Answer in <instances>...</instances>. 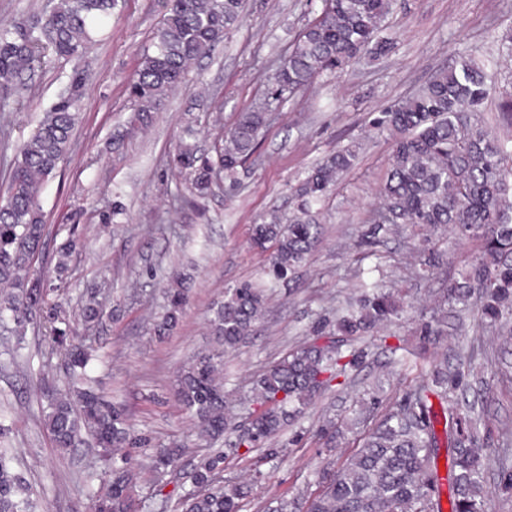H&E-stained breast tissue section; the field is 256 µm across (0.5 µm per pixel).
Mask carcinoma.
Wrapping results in <instances>:
<instances>
[{"mask_svg": "<svg viewBox=\"0 0 512 512\" xmlns=\"http://www.w3.org/2000/svg\"><path fill=\"white\" fill-rule=\"evenodd\" d=\"M245 0H165L162 26L152 38L133 77L126 83L134 102L129 124L147 127L169 92L186 81L191 61L206 55L225 35L246 22ZM115 0H52L50 11L31 14L0 31V105L26 86L46 53L77 60L97 28L112 15ZM390 0H320L309 20L288 46L270 77L268 102L242 114L216 142V160L198 153L187 141L170 164L189 176L193 193L208 195L217 175L236 183L238 167L254 155L260 132L274 120L281 103L308 88L319 76L388 53L393 40L382 35ZM498 69L493 61L460 59L454 69L436 75L416 96L390 106L371 125L393 136V153L381 206L369 221L366 236L379 242L400 225H444L459 237L479 243L468 268L448 284V298L466 303L474 293L481 314L496 323L512 318V152L495 131L477 119ZM88 85L86 71L72 70L64 90L45 110L38 127L17 147L7 196L0 200V321L13 322L18 335L28 325L49 320L52 345L63 352L67 381L48 383L44 424L58 448H72L82 434L94 439L109 456L127 448L145 447L126 409L88 385L89 347L71 341L62 304L49 299L44 279L34 267L47 236L39 197L45 183L66 159ZM355 158L340 149L314 166L294 189L292 215L273 213L251 228V246L269 253L270 275L292 280L320 240L314 206L327 196ZM187 298V281L176 275L167 292V306L156 322L159 336L174 332ZM266 297L250 282L224 292L212 308V334L221 349L201 352L178 373L174 396L201 432L224 439V447L194 464L184 495L185 512H241L250 486L224 478V459L266 448L273 436L302 414L317 394L339 377L357 369L367 356L362 348L345 346L353 336L391 320L399 306L379 285L365 295L359 310L336 325L313 324L308 339L253 381L255 408L244 426L229 415L219 378L224 354L250 335L262 319ZM103 308L89 294L81 308L87 323L98 321ZM469 363L450 372L437 365L411 386L380 423L362 438L357 450L325 476L315 496H281L267 512H442L440 443L446 442L449 512H486L485 473L488 455L480 444V417L463 414L453 394ZM440 402L442 413L431 398ZM443 424V434L436 426ZM185 453L174 442L157 449V465L169 467ZM504 491L512 490L508 459L494 460ZM94 495L97 512H134L137 483L125 457L112 460L100 474ZM27 481L12 458L0 451V512H37Z\"/></svg>", "mask_w": 512, "mask_h": 512, "instance_id": "obj_1", "label": "carcinoma"}]
</instances>
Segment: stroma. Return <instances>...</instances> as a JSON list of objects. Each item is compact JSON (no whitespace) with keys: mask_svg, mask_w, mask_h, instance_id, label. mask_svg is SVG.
Here are the masks:
<instances>
[{"mask_svg":"<svg viewBox=\"0 0 512 512\" xmlns=\"http://www.w3.org/2000/svg\"><path fill=\"white\" fill-rule=\"evenodd\" d=\"M162 4L118 0L81 63L90 76L88 94L69 154L40 196L48 238L36 263L47 287L63 298L71 336L98 347L94 375L100 388L125 406L134 428L151 440L133 451L141 471L139 512H182L180 497L187 490L179 466L165 485L154 482L153 446L181 440L191 457L213 446L175 403L173 389L179 369L215 345L210 307L241 281L267 289L269 299L255 335L224 359V393L239 422L251 408L253 379L299 346L310 322L334 315L355 297L360 273L385 281L415 304L400 321L351 337L354 347L368 349L364 363L272 440L278 457L256 451L226 460L225 476L251 485L241 512H262L265 501L279 494L318 493L322 475L360 444L357 431L342 426L332 451H325L323 421L341 422L349 409L380 418L436 360L453 367L475 356L479 367L458 402L475 405L490 429L489 455L512 452V338L447 299L449 281L468 264L476 242L449 245L443 226H407L376 244L363 236L380 202L393 145L389 132L371 127L373 113L413 94L461 54H497L501 38L512 34V0H392V52L324 74L291 98L240 168L239 188L227 192L221 181L202 198L167 162L182 127L192 123L202 152L213 154L217 137L238 115L263 103L268 67L311 18L316 2L250 0L247 24L194 63L152 125L114 142L132 108L125 81L162 21ZM72 68L69 62L47 63L21 103L0 109V195L17 145L34 130ZM352 144L359 147L354 165L321 211L320 244L297 282L270 287L267 257L250 246L252 225L274 212L289 215L292 187L315 163ZM115 205L123 209L117 223H102L101 213ZM71 240L76 246L67 268L57 271L58 252ZM430 249L443 253L444 265L425 277L422 260ZM176 272L189 279L188 302L178 330L161 339L154 322ZM90 288L101 289L109 309L98 324L78 315ZM44 334L41 326L28 329L25 362L0 368V419L9 425V446L48 512H93L90 476L101 470L96 448H57L44 425L42 383L63 374L60 357L44 347Z\"/></svg>","mask_w":512,"mask_h":512,"instance_id":"obj_1","label":"stroma"}]
</instances>
